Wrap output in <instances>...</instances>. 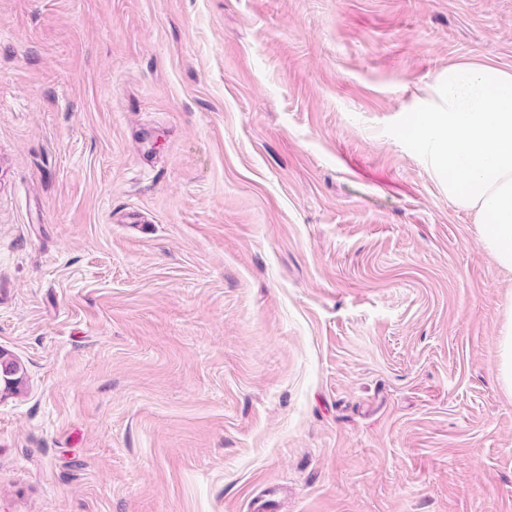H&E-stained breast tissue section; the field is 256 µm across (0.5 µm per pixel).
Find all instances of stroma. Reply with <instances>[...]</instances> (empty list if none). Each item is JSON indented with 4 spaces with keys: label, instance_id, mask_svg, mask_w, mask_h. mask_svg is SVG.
Here are the masks:
<instances>
[{
    "label": "stroma",
    "instance_id": "stroma-1",
    "mask_svg": "<svg viewBox=\"0 0 512 512\" xmlns=\"http://www.w3.org/2000/svg\"><path fill=\"white\" fill-rule=\"evenodd\" d=\"M512 0H0V512H512V275L415 143ZM501 336L499 341L500 361L498 367V376L504 388L512 394V314L509 313L507 319L499 331Z\"/></svg>",
    "mask_w": 512,
    "mask_h": 512
}]
</instances>
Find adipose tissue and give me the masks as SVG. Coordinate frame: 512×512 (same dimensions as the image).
Segmentation results:
<instances>
[{
    "label": "adipose tissue",
    "instance_id": "obj_1",
    "mask_svg": "<svg viewBox=\"0 0 512 512\" xmlns=\"http://www.w3.org/2000/svg\"><path fill=\"white\" fill-rule=\"evenodd\" d=\"M417 135L448 171L449 200L472 214L483 249L512 273V70L489 58L450 67L440 107Z\"/></svg>",
    "mask_w": 512,
    "mask_h": 512
}]
</instances>
